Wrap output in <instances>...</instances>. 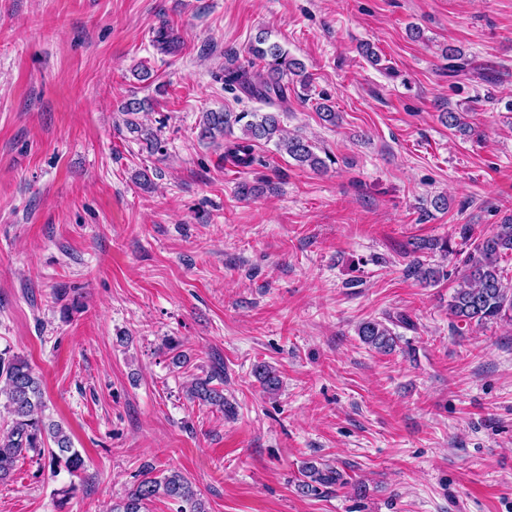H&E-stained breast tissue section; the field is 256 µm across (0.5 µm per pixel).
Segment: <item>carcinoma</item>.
I'll return each mask as SVG.
<instances>
[{
    "label": "carcinoma",
    "instance_id": "carcinoma-1",
    "mask_svg": "<svg viewBox=\"0 0 512 512\" xmlns=\"http://www.w3.org/2000/svg\"><path fill=\"white\" fill-rule=\"evenodd\" d=\"M156 47L171 54L180 48L175 30L166 24L156 30ZM248 53L260 63L262 69L252 72L241 66L224 67V84L245 89L248 94L270 107L281 108L288 103V79L295 77L301 87L310 90L311 78L303 63L288 56L277 43L268 42L266 32H258L248 46ZM145 109V101L130 99L122 106L127 129L138 134L150 148L159 150L161 143L153 131L131 119ZM448 128L462 135L471 130L464 113L448 110L441 114ZM199 138L215 142L217 138L233 135L234 128L242 136L224 146V157L234 166L250 169L257 163L255 146L261 141L274 142L277 150L284 152L300 166L316 172L327 169L325 162L313 151L311 143L299 136L284 132L279 112H205L199 123ZM512 257V219L496 225L495 230L471 243V248L461 259V282L448 302L454 321L467 326L489 322H512V291L504 285V268L500 261ZM411 274L425 284L438 282L440 272L425 268L419 260L410 266ZM358 336L370 348L389 353L396 344L393 332L378 320L359 324ZM255 375L269 392L279 389L281 380L268 365H258ZM215 373L205 379H196L188 389L190 399L224 408V394L212 386ZM0 396L4 397L9 419L0 425V483L8 481L16 462L31 452L47 463L52 472L66 470L75 475L84 469V457L73 448L70 434L61 423L44 415L42 381L24 357L0 351ZM153 469L145 468L142 479L124 499L112 505L110 512H143L148 501L162 493L179 503V512H206L205 503L185 476L174 472L161 479L152 476ZM305 480L299 490L308 494L317 485H344L343 475L333 468L304 467Z\"/></svg>",
    "mask_w": 512,
    "mask_h": 512
}]
</instances>
